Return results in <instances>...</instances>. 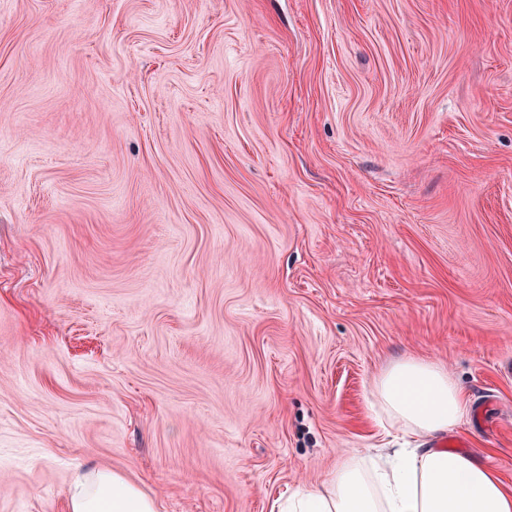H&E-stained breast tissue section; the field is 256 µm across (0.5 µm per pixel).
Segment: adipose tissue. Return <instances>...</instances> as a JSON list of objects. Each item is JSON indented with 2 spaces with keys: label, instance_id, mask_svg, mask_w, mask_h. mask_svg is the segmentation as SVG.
<instances>
[{
  "label": "adipose tissue",
  "instance_id": "obj_1",
  "mask_svg": "<svg viewBox=\"0 0 512 512\" xmlns=\"http://www.w3.org/2000/svg\"><path fill=\"white\" fill-rule=\"evenodd\" d=\"M387 417L410 436H435L461 424L468 401L437 363L403 358L375 380ZM69 512H156L153 499L120 474L76 465ZM288 512H512V489L473 455L447 448H396L387 466L341 463L325 488L308 487Z\"/></svg>",
  "mask_w": 512,
  "mask_h": 512
}]
</instances>
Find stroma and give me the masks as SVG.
I'll use <instances>...</instances> for the list:
<instances>
[{
  "mask_svg": "<svg viewBox=\"0 0 512 512\" xmlns=\"http://www.w3.org/2000/svg\"><path fill=\"white\" fill-rule=\"evenodd\" d=\"M406 357L512 487V0H0V512H280ZM68 490L69 512H156L153 499L120 474L75 465Z\"/></svg>",
  "mask_w": 512,
  "mask_h": 512,
  "instance_id": "obj_1",
  "label": "stroma"
}]
</instances>
